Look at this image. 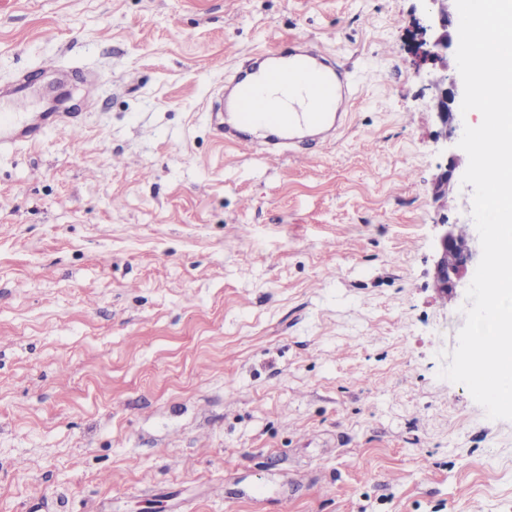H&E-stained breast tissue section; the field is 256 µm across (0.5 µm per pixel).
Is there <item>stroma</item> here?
<instances>
[{
	"mask_svg": "<svg viewBox=\"0 0 512 512\" xmlns=\"http://www.w3.org/2000/svg\"><path fill=\"white\" fill-rule=\"evenodd\" d=\"M427 0H0V93L82 118L0 156V512H512V421L440 378ZM330 141L224 146L213 100L296 41ZM51 58L58 67L40 72Z\"/></svg>",
	"mask_w": 512,
	"mask_h": 512,
	"instance_id": "stroma-1",
	"label": "stroma"
}]
</instances>
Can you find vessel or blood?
I'll list each match as a JSON object with an SVG mask.
<instances>
[{
    "label": "vessel or blood",
    "mask_w": 512,
    "mask_h": 512,
    "mask_svg": "<svg viewBox=\"0 0 512 512\" xmlns=\"http://www.w3.org/2000/svg\"><path fill=\"white\" fill-rule=\"evenodd\" d=\"M267 61L258 79L252 83H237L226 109L233 118L215 126L225 144L262 150L265 157H282L283 140L297 142L309 131L332 135L337 126L336 108L344 103L348 85L344 69L321 58L318 52L295 55L288 65L278 62L277 47L263 51ZM255 126L269 131L267 145L245 136V129ZM58 129L76 133L80 125L69 112L44 113L40 122H30L20 112L0 113V151L19 142H36L47 130Z\"/></svg>",
    "instance_id": "1"
}]
</instances>
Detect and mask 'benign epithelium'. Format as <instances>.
<instances>
[{
	"instance_id": "7a95c632",
	"label": "benign epithelium",
	"mask_w": 512,
	"mask_h": 512,
	"mask_svg": "<svg viewBox=\"0 0 512 512\" xmlns=\"http://www.w3.org/2000/svg\"><path fill=\"white\" fill-rule=\"evenodd\" d=\"M432 7L424 17L416 22L417 39L413 47L414 63L421 66L427 63H444L448 53V0H430ZM431 86L435 89V107L441 129L443 152L458 150V141H448V126L459 122L462 116L463 82L459 75H448L442 68L431 75ZM434 286L438 293L457 294L468 268L474 265L476 252L471 246L470 237L462 236L448 225L441 224L435 244Z\"/></svg>"
}]
</instances>
